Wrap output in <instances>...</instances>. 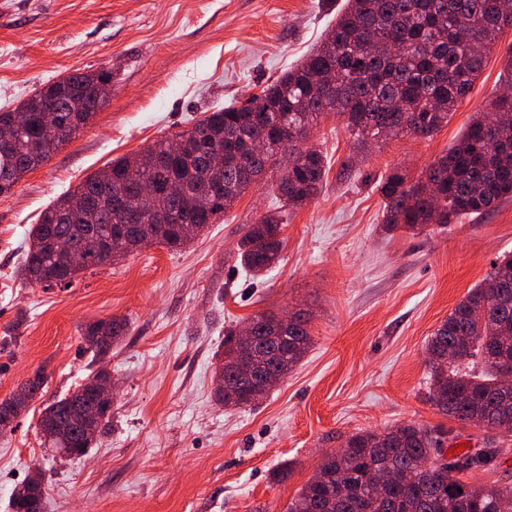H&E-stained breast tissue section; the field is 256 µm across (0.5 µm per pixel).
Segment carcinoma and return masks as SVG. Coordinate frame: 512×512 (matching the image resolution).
Returning <instances> with one entry per match:
<instances>
[{
  "label": "carcinoma",
  "mask_w": 512,
  "mask_h": 512,
  "mask_svg": "<svg viewBox=\"0 0 512 512\" xmlns=\"http://www.w3.org/2000/svg\"><path fill=\"white\" fill-rule=\"evenodd\" d=\"M512 29V0H347L325 39L299 66L285 72L261 94L238 108L216 110L192 127L197 140L177 155L161 139L107 167L109 181L88 177L40 214L28 232L29 246L20 274L29 284L68 288L84 270L122 256L102 251L105 239L140 209V187L154 184L158 196L141 224L146 233L131 251L161 245L179 249L199 229L215 223L253 184L276 175L283 206L297 209L316 196L326 157L306 144L308 131L327 112L343 117L361 149L384 137H430L448 123L469 94L485 58L501 34ZM111 73H76L49 84L21 108L26 115L18 146L0 150V192L48 162L83 129L108 100L101 86ZM56 113L64 133L43 135V114ZM224 152L216 179L205 169L208 151ZM383 223L395 229L472 222L512 200V93L495 95L488 111L467 126L457 143L425 171L407 182L392 171L379 184ZM282 222L268 213L252 225L238 245L240 264L260 276L279 261ZM81 252L68 266L65 249ZM277 314L262 313L248 325L260 340L280 333ZM124 330L117 320L85 326L82 340L92 362L112 354ZM288 341L274 369L290 372L311 345L308 319L288 317ZM430 386L436 409L462 423L512 433V255L472 288L427 344ZM105 375L93 369L69 394L46 406L39 420L44 443L61 455L86 447L82 422L69 399ZM257 387H240L235 397L216 391L224 406L258 401ZM441 432L414 423L352 433L326 456L316 480L308 481L288 512H512V486L472 485L458 475L484 468L512 448H483L425 470L442 453Z\"/></svg>",
  "instance_id": "1"
}]
</instances>
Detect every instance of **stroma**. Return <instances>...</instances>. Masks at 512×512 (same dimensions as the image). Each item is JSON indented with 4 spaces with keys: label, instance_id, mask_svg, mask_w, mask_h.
Instances as JSON below:
<instances>
[{
    "label": "stroma",
    "instance_id": "35a3bbf8",
    "mask_svg": "<svg viewBox=\"0 0 512 512\" xmlns=\"http://www.w3.org/2000/svg\"><path fill=\"white\" fill-rule=\"evenodd\" d=\"M340 0H0V112L53 81L106 70L112 93L90 123L0 199V401L43 370L47 384L0 435V512L34 471L46 512H287L324 456L349 434L415 423L484 448L497 431L428 402L426 344L455 305L512 252V200L478 222L385 231L377 185L417 179L460 138L507 80L512 30L447 125L430 137L356 147L327 113L308 133L328 168L317 195L288 212L282 259L248 283L237 244L279 205L250 188L180 250L154 245L93 267L68 288L17 276L41 210L108 166L238 107L326 37ZM308 312L312 346L247 408L215 399L224 334L265 311ZM127 327L104 363L112 427L82 457L41 445L44 407L81 383L82 327ZM290 464L286 480L275 470Z\"/></svg>",
    "mask_w": 512,
    "mask_h": 512
}]
</instances>
